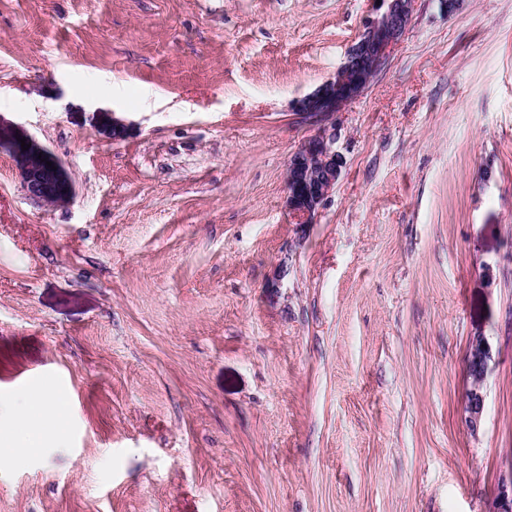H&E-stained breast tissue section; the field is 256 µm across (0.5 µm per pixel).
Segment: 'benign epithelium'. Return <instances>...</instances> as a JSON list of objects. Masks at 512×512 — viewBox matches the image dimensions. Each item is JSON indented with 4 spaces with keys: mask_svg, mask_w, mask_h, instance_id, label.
Masks as SVG:
<instances>
[{
    "mask_svg": "<svg viewBox=\"0 0 512 512\" xmlns=\"http://www.w3.org/2000/svg\"><path fill=\"white\" fill-rule=\"evenodd\" d=\"M415 0H380L376 16L365 24L350 46L335 76L298 99L295 111L314 126L292 155L287 174L286 207L299 224H310L339 182L346 166L337 148L340 128L334 116L349 101L361 95L391 62L407 30ZM29 144L24 150L21 143ZM0 149L6 150L18 169L26 194L46 205H63L73 197L71 178L62 161L24 131L0 123ZM490 349L485 337H471L468 361L472 387L463 417L473 431L481 425L485 378Z\"/></svg>",
    "mask_w": 512,
    "mask_h": 512,
    "instance_id": "benign-epithelium-1",
    "label": "benign epithelium"
}]
</instances>
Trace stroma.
<instances>
[{
    "label": "stroma",
    "mask_w": 512,
    "mask_h": 512,
    "mask_svg": "<svg viewBox=\"0 0 512 512\" xmlns=\"http://www.w3.org/2000/svg\"><path fill=\"white\" fill-rule=\"evenodd\" d=\"M373 0H0V394L65 396L0 512H495L512 480V0H417L284 207ZM125 127L112 137L113 120ZM492 348L481 427L466 350ZM376 16L365 24L335 76L298 99L295 112L315 128L292 155L286 207L296 223L310 224L339 182L346 166L337 148L340 128L334 116L361 95L391 62L407 30L415 0H373ZM20 139H25L24 147H31L22 150ZM0 149L6 150L14 161L29 198L46 205H63L72 199V181L62 161L23 130L0 123ZM46 161L52 162L55 169Z\"/></svg>",
    "instance_id": "35a3bbf8"
}]
</instances>
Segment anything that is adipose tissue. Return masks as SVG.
Instances as JSON below:
<instances>
[{
  "instance_id": "adipose-tissue-1",
  "label": "adipose tissue",
  "mask_w": 512,
  "mask_h": 512,
  "mask_svg": "<svg viewBox=\"0 0 512 512\" xmlns=\"http://www.w3.org/2000/svg\"><path fill=\"white\" fill-rule=\"evenodd\" d=\"M0 409L10 415L9 424L0 429L10 437L8 447L0 449V470L10 467L36 448L43 423L57 422L65 416L63 399L53 393L36 397L1 395Z\"/></svg>"
}]
</instances>
